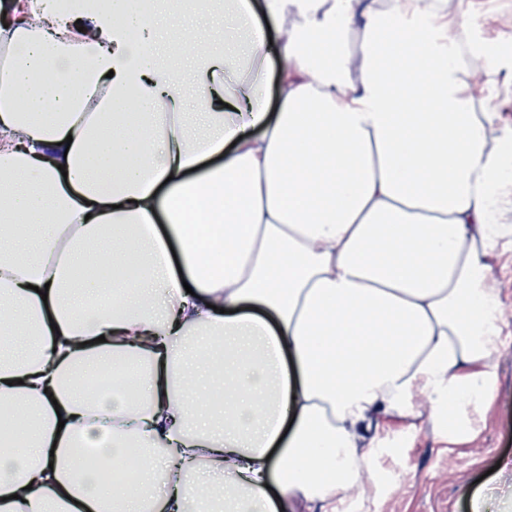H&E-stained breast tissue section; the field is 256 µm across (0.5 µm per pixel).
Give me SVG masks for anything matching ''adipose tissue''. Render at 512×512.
<instances>
[{
    "mask_svg": "<svg viewBox=\"0 0 512 512\" xmlns=\"http://www.w3.org/2000/svg\"><path fill=\"white\" fill-rule=\"evenodd\" d=\"M14 0L0 25V512H339L379 432L496 387L500 114L445 0ZM209 42L159 45L164 6ZM195 62L191 134L182 73ZM111 368L112 385L87 381ZM98 448L121 476L78 464ZM165 494H157L158 485Z\"/></svg>",
    "mask_w": 512,
    "mask_h": 512,
    "instance_id": "1",
    "label": "adipose tissue"
}]
</instances>
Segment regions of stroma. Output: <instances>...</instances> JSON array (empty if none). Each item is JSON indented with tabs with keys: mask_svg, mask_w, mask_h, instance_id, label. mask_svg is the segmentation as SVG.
Returning <instances> with one entry per match:
<instances>
[{
	"mask_svg": "<svg viewBox=\"0 0 512 512\" xmlns=\"http://www.w3.org/2000/svg\"><path fill=\"white\" fill-rule=\"evenodd\" d=\"M459 17L480 19L481 42L512 47V0H452ZM493 278L503 311V347L497 387L477 417L466 441L439 439L425 419L396 421L381 436L389 452L367 483L365 512H471L472 501L485 495L494 502L512 501V254L493 260Z\"/></svg>",
	"mask_w": 512,
	"mask_h": 512,
	"instance_id": "35a3bbf8",
	"label": "stroma"
}]
</instances>
